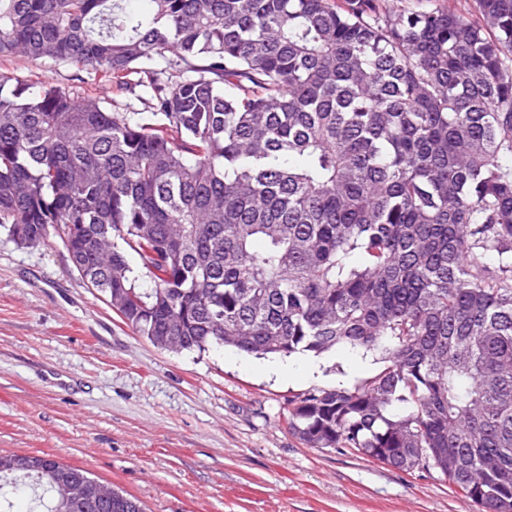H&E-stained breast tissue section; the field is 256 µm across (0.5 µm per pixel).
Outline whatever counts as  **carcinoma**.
<instances>
[{
  "instance_id": "obj_1",
  "label": "carcinoma",
  "mask_w": 512,
  "mask_h": 512,
  "mask_svg": "<svg viewBox=\"0 0 512 512\" xmlns=\"http://www.w3.org/2000/svg\"><path fill=\"white\" fill-rule=\"evenodd\" d=\"M150 2L0 0L1 62L129 99L0 78V227L55 232L163 349L378 355L288 429L512 512V0ZM80 477L0 469V512L20 480L40 512H143L68 501ZM0 73H5L11 78L6 83L5 89H12L18 82V84L31 85L33 86L31 90H36L35 87L39 85V82L45 81L65 89L75 96L91 95L97 97L108 102L106 103L108 107H111L109 103L112 102V98L125 100L117 95L118 93L110 84L98 81L91 83L88 80H82L85 81L83 83L81 76L86 77L84 72L79 71L75 66L56 63L52 60L35 61L25 57H16L12 61L2 62Z\"/></svg>"
}]
</instances>
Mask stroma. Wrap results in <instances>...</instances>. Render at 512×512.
Returning a JSON list of instances; mask_svg holds the SVG:
<instances>
[{
    "instance_id": "1",
    "label": "stroma",
    "mask_w": 512,
    "mask_h": 512,
    "mask_svg": "<svg viewBox=\"0 0 512 512\" xmlns=\"http://www.w3.org/2000/svg\"><path fill=\"white\" fill-rule=\"evenodd\" d=\"M12 82L111 101L75 66L18 57ZM174 353L133 332L73 269L61 239L21 246L0 230V452L50 454L138 499L144 512H480L436 473L410 476L349 449L307 447L290 400L354 387L375 356Z\"/></svg>"
}]
</instances>
